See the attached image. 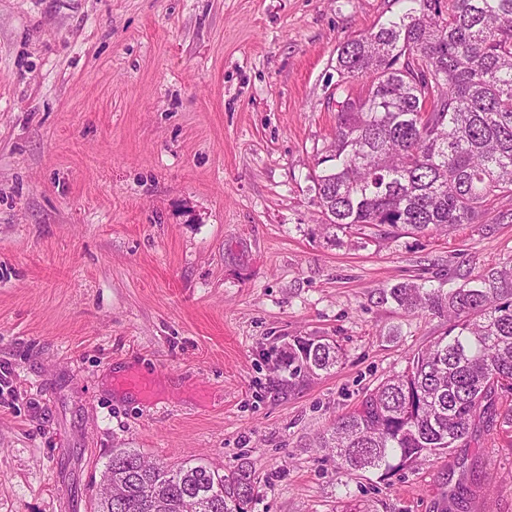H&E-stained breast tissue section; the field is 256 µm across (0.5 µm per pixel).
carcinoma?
I'll return each instance as SVG.
<instances>
[{"label":"carcinoma","mask_w":512,"mask_h":512,"mask_svg":"<svg viewBox=\"0 0 512 512\" xmlns=\"http://www.w3.org/2000/svg\"><path fill=\"white\" fill-rule=\"evenodd\" d=\"M401 12L336 49V131L310 174L327 229L373 240L431 236L458 224H511L512 0H400ZM365 81L353 95L345 84ZM407 312L448 318V334L409 358L339 416L320 447L343 477H382L450 455L478 429L512 434V266L448 291L401 283ZM288 385L328 373L344 353L322 336L285 353ZM105 476L124 488L93 512H248L246 466L223 474L199 460L177 468L114 448Z\"/></svg>","instance_id":"carcinoma-1"}]
</instances>
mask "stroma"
Returning <instances> with one entry per match:
<instances>
[{
  "instance_id": "35a3bbf8",
  "label": "stroma",
  "mask_w": 512,
  "mask_h": 512,
  "mask_svg": "<svg viewBox=\"0 0 512 512\" xmlns=\"http://www.w3.org/2000/svg\"><path fill=\"white\" fill-rule=\"evenodd\" d=\"M399 0H0V512H90L116 448L221 472L249 512H512V439L389 479L319 438L448 330L389 290L512 265L511 224L329 240L308 178L336 49ZM346 356L289 385V341ZM151 377L155 401L115 374Z\"/></svg>"
}]
</instances>
